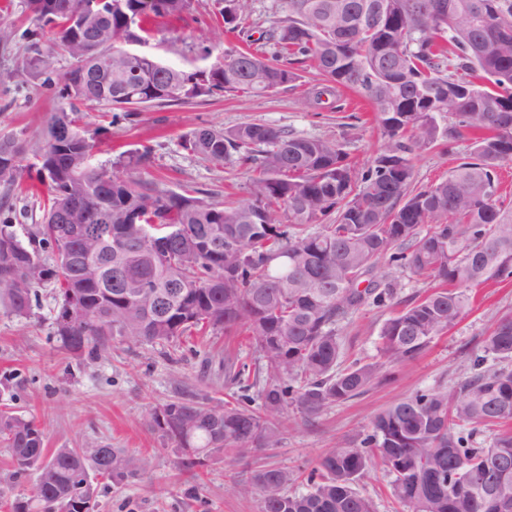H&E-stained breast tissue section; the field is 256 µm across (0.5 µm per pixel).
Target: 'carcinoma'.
<instances>
[{
  "mask_svg": "<svg viewBox=\"0 0 512 512\" xmlns=\"http://www.w3.org/2000/svg\"><path fill=\"white\" fill-rule=\"evenodd\" d=\"M84 2L26 0L39 32L24 68L48 75L59 57L72 66L56 85L61 107L39 144L0 135V185L43 188L41 221L27 228L28 243L0 225V304L26 317L37 289L52 287L56 336L70 354L90 358L114 336L176 352L184 337L245 328L263 364L225 365L224 378L238 385L234 401L188 395L149 413L181 470L193 474L221 452L240 460L278 446L288 405L309 419L367 392L385 365L414 360L453 327L471 307L472 289L512 280V206L500 200L496 177L512 161V0H278L284 17L267 31L270 50L228 46L204 70L135 62L124 48L182 20L193 0H114L90 44L76 23ZM220 14L229 32L251 43L248 0H224ZM306 62L321 76L306 92L313 106L343 89L375 106L384 146L368 166L356 168L337 139L259 122L199 126L182 141L185 151L215 164L236 158L251 172L245 195L209 202L199 189L109 174L80 130L83 106L128 119L154 105L262 96L295 81L291 65ZM62 126L70 139L54 147ZM464 140L472 161L411 189L416 151L438 143L452 152ZM50 147L49 167L23 164L26 154L39 158ZM151 158L145 146L124 163ZM69 201L81 204L69 224H110L112 242L67 236L58 212ZM151 239L166 241L165 258L147 256ZM384 258L437 285L384 321L383 362L344 366L339 324L397 295L398 283L378 271ZM113 269L153 287L168 309L118 287ZM72 309L81 319L69 320ZM483 351L500 366L481 370L479 355L453 390H418L391 405L355 446L320 459L306 492L290 491L298 476L282 467L252 472L244 489L260 491L262 512H374L355 484L378 459L404 512H512L511 310L493 324ZM494 426L503 428L495 441L477 443ZM0 446L17 469L36 473L10 512H96L94 479L122 482L148 466L109 445L50 453L44 430L11 408L0 409Z\"/></svg>",
  "mask_w": 512,
  "mask_h": 512,
  "instance_id": "obj_1",
  "label": "carcinoma"
}]
</instances>
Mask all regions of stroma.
I'll return each mask as SVG.
<instances>
[{
	"instance_id": "stroma-1",
	"label": "stroma",
	"mask_w": 512,
	"mask_h": 512,
	"mask_svg": "<svg viewBox=\"0 0 512 512\" xmlns=\"http://www.w3.org/2000/svg\"><path fill=\"white\" fill-rule=\"evenodd\" d=\"M224 0H195L192 12L175 26L158 28L147 49L167 63L202 67L195 50L205 42L223 48L230 40L220 11ZM0 22L15 33L0 43V132L19 134L32 142L42 139L59 101L42 77L23 71L28 33L36 28L24 0H0ZM293 84L263 97L234 94L155 106L129 120L113 121L104 107L86 108L82 127L95 144V160L108 172L140 182H157L175 191L190 186L208 200L243 195L249 175L237 163H208L186 152L181 142L195 127L228 129L244 122H263L312 136L339 139L353 162L371 161L382 144L376 111L361 94L345 92L342 107L317 109L306 91L318 77L310 64L296 65ZM150 146L148 167L120 164L122 152ZM459 146L445 153L433 146L414 159V185L423 187L446 177L467 161ZM394 305L368 307L340 323L345 362L380 358L379 331L395 312ZM512 310V281L477 289L470 311L447 333L437 336L416 360L389 368L388 375L362 396L329 405L314 419L289 408L280 447L262 449L248 463L218 454L199 477L183 472L171 446L163 444L148 424L153 407L183 395H208L228 401L234 392L224 380V357L231 354L248 364L261 357L245 331L237 335L195 336L176 354L167 348L113 337L97 359L75 357L60 346L55 334L57 302L52 289L39 291V302L28 316L18 317L0 307V409L21 411L45 428L47 448H82L108 444L135 456H147V471L116 483L97 479L96 512H262L257 489L242 490L248 469L267 466L307 472L336 446L352 445L374 417L417 390L452 386L472 375L490 325ZM391 478L382 465L371 467L356 489L369 497L376 512H402L390 495Z\"/></svg>"
}]
</instances>
